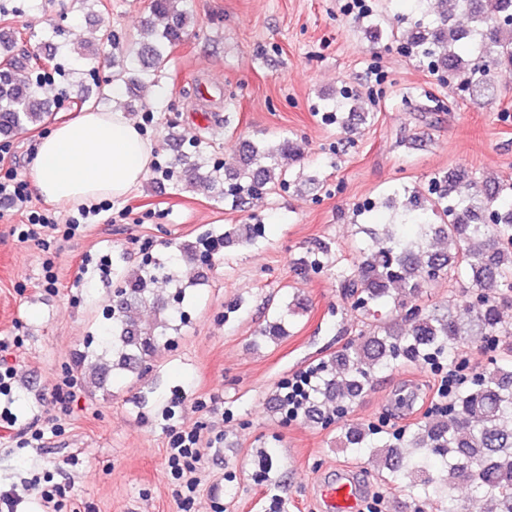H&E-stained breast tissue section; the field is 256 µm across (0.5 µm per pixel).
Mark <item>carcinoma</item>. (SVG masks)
<instances>
[{
  "mask_svg": "<svg viewBox=\"0 0 512 512\" xmlns=\"http://www.w3.org/2000/svg\"><path fill=\"white\" fill-rule=\"evenodd\" d=\"M182 0H150L148 17L135 37L139 64L121 67L114 80L124 84L128 100H111L112 84L98 85L95 103L112 101L126 110L138 101L141 87L155 81L168 63L170 52L187 34L190 15ZM469 12L471 26L454 22L456 11ZM105 25L96 29L84 59L114 44L103 40ZM61 30L44 31L47 60L54 69L59 47L53 45ZM18 31L0 27V136L44 125L55 112L56 97H42L24 67L17 65L13 49ZM407 51L421 61L461 79L474 96H492V72L512 67V0H441V11L429 23L411 22ZM297 141L286 138L276 155L255 142L245 144L242 157L223 168L208 169L204 159L186 153L177 164L189 187L202 185L212 196L231 200L241 208L273 187L289 184L290 167L300 155ZM428 195L410 194L401 219L387 225L385 236L358 250L356 261L337 273L340 287L352 303L376 320L373 330L346 346L316 372L315 394L308 416L324 413L329 405L343 413L370 389L375 373L407 362L441 358L464 341L491 343L502 348L509 363L478 374L471 384L453 393L448 409L415 422L409 437L375 438L376 431L358 425L346 427L336 439L339 448L354 455L367 451L379 461L386 478L433 488L425 505L439 512H458L438 495L432 469L448 473V488L466 485L482 494L488 512H512V325L504 321L512 307V181H479L461 170L440 172L432 178ZM175 263L167 257L142 267L120 289L123 300L112 305L110 323L89 357L99 377L109 369L141 364L168 333L179 330L174 314L157 307L152 327L141 325L134 312L151 300L148 284L158 272L173 278ZM463 272L473 294L431 310L415 304L426 286L439 278ZM292 308L273 314L260 329L261 336H280Z\"/></svg>",
  "mask_w": 512,
  "mask_h": 512,
  "instance_id": "1",
  "label": "carcinoma"
}]
</instances>
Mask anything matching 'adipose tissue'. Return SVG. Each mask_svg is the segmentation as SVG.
<instances>
[{
  "instance_id": "adipose-tissue-1",
  "label": "adipose tissue",
  "mask_w": 512,
  "mask_h": 512,
  "mask_svg": "<svg viewBox=\"0 0 512 512\" xmlns=\"http://www.w3.org/2000/svg\"><path fill=\"white\" fill-rule=\"evenodd\" d=\"M153 160L154 144L137 122L88 109L41 140L29 176L45 199L89 206L128 195Z\"/></svg>"
}]
</instances>
